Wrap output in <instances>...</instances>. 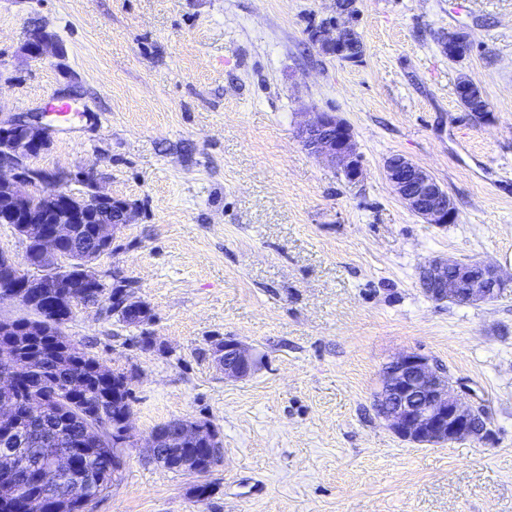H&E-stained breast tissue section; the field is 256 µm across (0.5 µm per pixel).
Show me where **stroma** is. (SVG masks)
<instances>
[{
  "label": "stroma",
  "mask_w": 512,
  "mask_h": 512,
  "mask_svg": "<svg viewBox=\"0 0 512 512\" xmlns=\"http://www.w3.org/2000/svg\"><path fill=\"white\" fill-rule=\"evenodd\" d=\"M332 0H0V118L56 105L48 172L93 171L135 204L95 270L136 283L154 313L147 350L129 327L78 306L65 332L133 371L119 480L92 512H512V289L490 304L429 299L440 257L512 276V0H358L360 62L319 53L311 23ZM62 56L21 50L32 23ZM472 46L451 61L444 32ZM472 77L490 104L456 96ZM76 90L67 103L62 95ZM337 113L363 156L348 183L301 144L300 115ZM401 154L448 190L455 223L428 224L394 194ZM231 337L262 365L228 380ZM418 352L488 410V434L445 446L400 440L373 394ZM210 421L223 442L211 492L149 459L160 424Z\"/></svg>",
  "instance_id": "stroma-1"
}]
</instances>
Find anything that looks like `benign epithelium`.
<instances>
[{"label":"benign epithelium","instance_id":"1","mask_svg":"<svg viewBox=\"0 0 512 512\" xmlns=\"http://www.w3.org/2000/svg\"><path fill=\"white\" fill-rule=\"evenodd\" d=\"M358 20L356 0H335L334 15L313 30L311 42L324 55L358 62L364 54ZM437 43L441 53L450 59H458L468 50L467 36L461 32L442 33ZM21 50L32 59L60 53L55 36L38 24L24 31ZM44 117L46 112L42 111L0 121V224L15 230L20 224H30L44 240L41 262L26 261L36 269L34 274L14 262L8 252L0 253L13 263L20 275L11 289L0 291V301L23 303L40 289L58 287L68 266V256L61 245L70 240L71 225L87 224L101 215L115 214L113 221L97 226L95 243L108 253L117 233L132 223L136 213L135 207L101 190L91 171L74 175L57 172L49 176L30 166V159L51 143L52 127L43 122ZM298 137L311 155L338 169L349 183L360 181L363 157L351 128L334 113L317 110L302 113ZM384 169L393 192L425 223H455V204L448 190L428 169L401 155L388 158ZM72 180L80 183L83 190L77 193L68 190L66 184ZM24 185L32 190L22 189ZM419 281L426 296L434 301L469 305L492 302L507 286L495 266L478 261L430 260L420 268ZM121 308L142 318L149 306L142 300L132 299V290L126 289ZM212 355L226 380L247 378L259 364L256 354L234 339L217 344ZM4 358L7 365L1 380L11 379L16 372L31 380L32 370L21 367L15 354L7 351ZM374 403L388 428L401 440L415 445L441 446L479 437L485 432L476 427L482 417L481 406L464 404L455 394L448 373L435 368L429 357L417 352L401 354L389 362L381 375ZM16 416L14 404L0 405V435L12 445L0 455V466H4L0 477L11 483L15 480V470L8 462L32 442L26 433L14 427ZM179 433L188 441L206 437L219 441L210 425L197 420H183ZM47 463L41 474L48 491L30 504L31 512H66L70 497L52 492L54 483L49 478L54 473L72 470L76 458L67 448L57 453L49 450Z\"/></svg>","mask_w":512,"mask_h":512}]
</instances>
